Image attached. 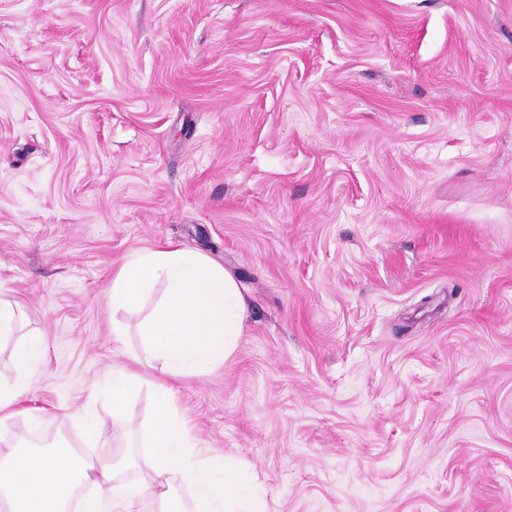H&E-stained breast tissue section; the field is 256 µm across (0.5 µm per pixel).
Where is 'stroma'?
Here are the masks:
<instances>
[{
    "label": "stroma",
    "mask_w": 512,
    "mask_h": 512,
    "mask_svg": "<svg viewBox=\"0 0 512 512\" xmlns=\"http://www.w3.org/2000/svg\"><path fill=\"white\" fill-rule=\"evenodd\" d=\"M169 241L247 307L172 382L196 457L267 512H512V0H0V296L46 343L1 454L37 413L148 455L106 288ZM143 384V378L123 368H113L110 377L109 396L112 409L123 411L136 397ZM70 418L82 423L85 438L88 443H98L102 438L99 422L91 416L85 407L76 408L70 413Z\"/></svg>",
    "instance_id": "obj_1"
}]
</instances>
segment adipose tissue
Instances as JSON below:
<instances>
[{
  "label": "adipose tissue",
  "instance_id": "ef3b65f1",
  "mask_svg": "<svg viewBox=\"0 0 512 512\" xmlns=\"http://www.w3.org/2000/svg\"><path fill=\"white\" fill-rule=\"evenodd\" d=\"M163 294L140 322L138 332L162 371L172 378L204 377L238 348L246 320V302L235 280L200 254L174 244L146 250L126 259L113 273L109 299L117 311L141 309L155 287ZM43 336L16 344V376L0 383V428L11 408L30 389L44 360ZM152 454L144 462L126 456L111 461L76 456L63 449L40 451L19 441L0 457V512H66L76 487H91L77 512H139L143 498H153L158 512H186L169 483L180 472L198 490L197 512H264L258 499L246 495L238 471L215 455L192 458L190 433L177 414L171 386L154 390L150 434ZM137 467L138 480L116 483L119 471Z\"/></svg>",
  "mask_w": 512,
  "mask_h": 512
}]
</instances>
